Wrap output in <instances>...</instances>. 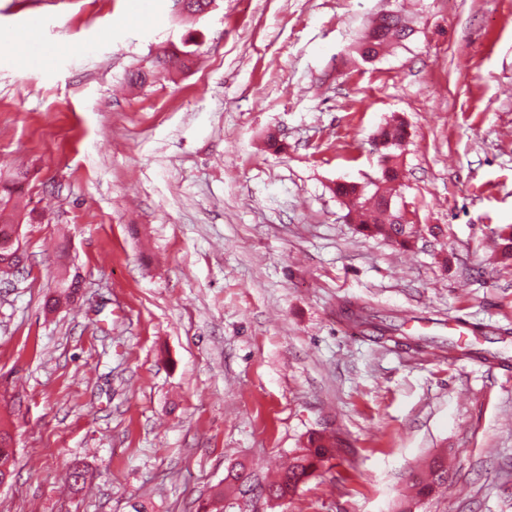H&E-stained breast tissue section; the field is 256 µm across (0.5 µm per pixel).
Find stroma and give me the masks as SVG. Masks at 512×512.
<instances>
[{
  "label": "stroma",
  "mask_w": 512,
  "mask_h": 512,
  "mask_svg": "<svg viewBox=\"0 0 512 512\" xmlns=\"http://www.w3.org/2000/svg\"><path fill=\"white\" fill-rule=\"evenodd\" d=\"M151 5L139 25L133 0H0V175L28 173L26 268L0 283V512H195L237 465L224 512H512V0ZM387 11L411 34L363 61ZM28 24L37 62L10 40ZM395 117L407 248L332 192L378 177ZM345 302L412 337L470 324L510 361L373 342ZM313 434L335 457L287 503L256 497ZM436 456L448 483L416 498Z\"/></svg>",
  "instance_id": "1"
}]
</instances>
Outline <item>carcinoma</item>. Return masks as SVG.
I'll list each match as a JSON object with an SVG mask.
<instances>
[{"label":"carcinoma","mask_w":512,"mask_h":512,"mask_svg":"<svg viewBox=\"0 0 512 512\" xmlns=\"http://www.w3.org/2000/svg\"><path fill=\"white\" fill-rule=\"evenodd\" d=\"M384 25L374 41L363 49L362 55H378L385 47L396 40L403 41L411 33L402 17L398 14H386L382 16ZM407 138L404 123L394 119L381 128L374 139L376 149L383 154H393L401 149ZM26 179V172L16 171L4 180L3 193L0 194V229L15 221L17 211L14 202V194L20 184ZM402 187V175L398 165H393L381 176L379 184L375 185L372 194L359 192L357 185L344 182L336 184L334 193L349 204L350 211L354 212L356 222L363 231L379 235L399 245L408 244L420 232L419 226L405 221L399 212H393L385 207L384 199L398 196ZM78 288L76 281L68 279L63 283V288L56 290V294L46 303V309H57L62 301H70ZM339 316L349 326L362 332L372 331L376 333L375 339L400 343L402 337L398 336L401 325L391 320L384 322L377 320V315L363 306L345 304L339 307ZM425 341L439 349L448 350V356L456 358H486L482 350L468 349L459 342L450 338L427 337ZM336 443H326L321 438H312L308 446L298 448L288 458V465L281 471L277 480L259 487V495L272 493L277 497H289L296 493L300 485L305 483L318 468L334 456ZM13 450L6 445L5 439L0 436V478L12 476ZM428 472L431 480H422L418 483V495L427 496L435 483H441L448 479V465L442 458L436 457L428 464ZM88 470L86 466L74 461L69 466V479L71 488L79 492L83 490L87 481ZM224 488L216 487L210 501L199 506L198 512H223Z\"/></svg>","instance_id":"1"}]
</instances>
